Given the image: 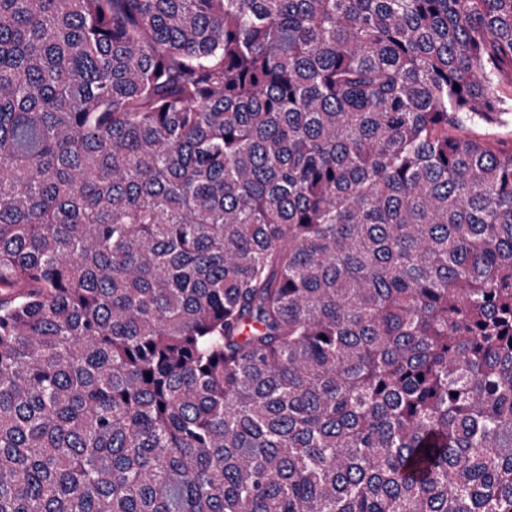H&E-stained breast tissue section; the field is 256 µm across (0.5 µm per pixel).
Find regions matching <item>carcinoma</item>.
<instances>
[{
	"label": "carcinoma",
	"instance_id": "1",
	"mask_svg": "<svg viewBox=\"0 0 512 512\" xmlns=\"http://www.w3.org/2000/svg\"><path fill=\"white\" fill-rule=\"evenodd\" d=\"M509 123L512 0H0V512H512Z\"/></svg>",
	"mask_w": 512,
	"mask_h": 512
}]
</instances>
